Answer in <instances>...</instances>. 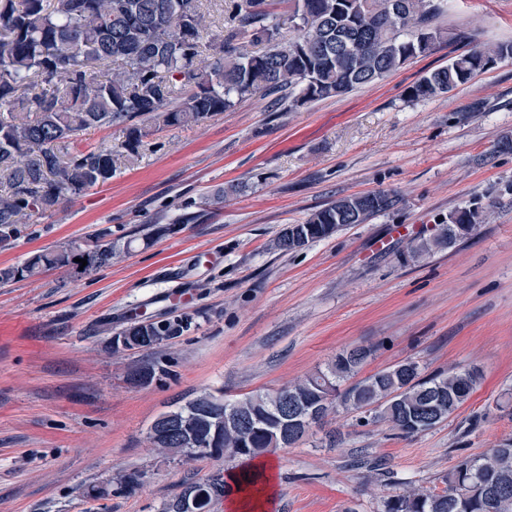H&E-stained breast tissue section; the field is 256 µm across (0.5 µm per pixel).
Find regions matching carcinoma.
Returning a JSON list of instances; mask_svg holds the SVG:
<instances>
[{
	"mask_svg": "<svg viewBox=\"0 0 512 512\" xmlns=\"http://www.w3.org/2000/svg\"><path fill=\"white\" fill-rule=\"evenodd\" d=\"M300 34L285 39L270 21L267 0H230L218 50L209 48L210 25L201 0H0V244L12 245L20 226L39 212L70 203L110 181L115 158L135 157L148 135L144 122L188 126L231 108L244 96L299 89L302 106L375 84L435 44L472 41V35L434 25L443 0H292ZM249 33L264 45L252 52L238 40ZM512 59V42L471 47L448 65L424 76L409 91L413 99L446 94L499 61ZM122 125L125 140L115 149L69 154L65 144L90 127ZM394 204L385 192L343 197L290 224L277 238L282 252L328 238L347 224H361ZM471 230L444 224L432 240L410 248L414 256L450 248ZM112 231L75 254L40 251L24 264L0 269V282L66 268L85 259L94 271L131 247ZM192 317L175 315L162 324L132 319L157 336L148 352L176 339ZM371 350L344 349L325 369L283 387L228 399L203 393L166 412L182 429L147 436L149 447L170 460L224 458L240 470H218L206 481L185 483L163 512H198L232 492L256 487L262 475L245 463L276 448L298 444L310 430L343 409L369 412L406 436L428 431L464 404L480 380L475 368L425 375L415 361L352 381ZM162 368L145 363L130 380L148 384ZM439 491L404 484L383 501L381 512H512V440L472 456L462 455L442 477Z\"/></svg>",
	"mask_w": 512,
	"mask_h": 512,
	"instance_id": "cac0c4a2",
	"label": "carcinoma"
}]
</instances>
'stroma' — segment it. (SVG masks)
<instances>
[{"instance_id": "1", "label": "stroma", "mask_w": 512, "mask_h": 512, "mask_svg": "<svg viewBox=\"0 0 512 512\" xmlns=\"http://www.w3.org/2000/svg\"><path fill=\"white\" fill-rule=\"evenodd\" d=\"M445 27L482 45L512 41V0H445ZM443 42L383 80L292 106L263 91L190 127H150L137 159L112 180L34 215L0 268L42 250L89 248L95 233L148 241L92 272L68 267L0 282V512H161L217 461L168 462L146 442L153 420L204 391L240 397L322 369L336 353L371 348L368 376L404 360L424 373L478 368L470 400L435 428L404 437L338 412L329 446L313 429L271 452L257 512H381L399 483L441 488L458 456L512 439L495 410L512 391V61L456 91L413 99L408 89L462 52ZM225 189L224 206L210 196ZM386 191L394 206L284 254L290 224L345 196ZM475 231L420 260L409 242L461 210ZM193 213L191 223H179ZM177 309L187 332L149 352L110 348L132 318ZM166 373L137 386L136 367ZM361 452L386 472L349 467ZM143 472L124 492L119 474ZM102 488L97 499L89 487Z\"/></svg>"}]
</instances>
